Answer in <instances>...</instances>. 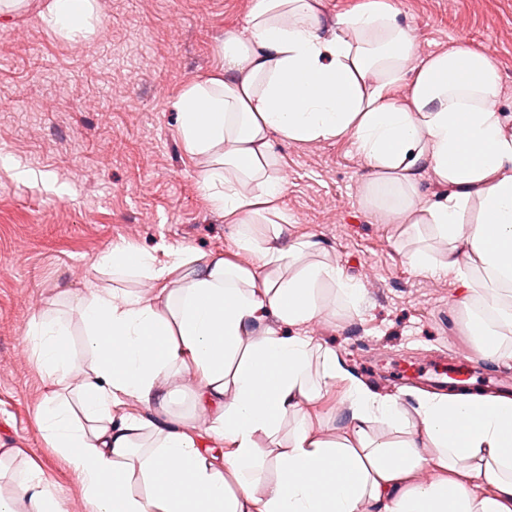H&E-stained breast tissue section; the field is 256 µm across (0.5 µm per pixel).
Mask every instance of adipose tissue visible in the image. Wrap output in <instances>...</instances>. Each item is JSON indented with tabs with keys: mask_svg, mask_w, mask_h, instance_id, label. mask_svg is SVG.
I'll list each match as a JSON object with an SVG mask.
<instances>
[{
	"mask_svg": "<svg viewBox=\"0 0 512 512\" xmlns=\"http://www.w3.org/2000/svg\"><path fill=\"white\" fill-rule=\"evenodd\" d=\"M41 18L66 37H84L99 20L97 0H51ZM220 59L173 107L185 150L206 161L201 192L238 224V245L257 264L186 250L159 262L113 247L99 267L163 286L175 277L180 286L162 302L89 290L81 310L93 363L78 375L57 321L36 320L29 330L50 383L39 415L91 512H512V398L425 393L412 426L395 398L340 371L330 349L301 336L242 343L268 314L290 327L310 321L328 288L357 313L361 286L341 267L301 263L303 244L264 245L246 227L283 194L275 143L347 136L370 170L367 202L415 214L446 245L437 258L411 249L409 265L455 274L476 358L501 356L512 335V127L495 108L501 85L489 54L461 45L418 59L386 0L333 22L318 0H252L243 33L225 35ZM403 82L410 95L400 102L393 91ZM425 172L449 187L428 205L419 192ZM175 368L199 381L194 398L214 414L222 464L187 431L161 425L144 436L138 422L113 417L131 401L151 403ZM338 381L351 431L330 442L307 429L303 406ZM290 419L297 425L284 431ZM378 421L396 440L371 438ZM263 438L279 449L271 479ZM143 441L152 452L138 461ZM425 469L440 479L414 484Z\"/></svg>",
	"mask_w": 512,
	"mask_h": 512,
	"instance_id": "adipose-tissue-1",
	"label": "adipose tissue"
}]
</instances>
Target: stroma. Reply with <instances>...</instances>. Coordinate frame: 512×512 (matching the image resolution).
Returning <instances> with one entry per match:
<instances>
[{"instance_id": "1", "label": "stroma", "mask_w": 512, "mask_h": 512, "mask_svg": "<svg viewBox=\"0 0 512 512\" xmlns=\"http://www.w3.org/2000/svg\"><path fill=\"white\" fill-rule=\"evenodd\" d=\"M389 2L419 56L460 45L490 53L501 84L496 108L512 118V0ZM98 5L95 33L73 40L41 21L44 0L0 13V156L10 160L0 165V495L21 512L37 509L17 493L35 468L64 512L87 510L81 484L36 416L48 380L27 340L32 319L48 310L59 317L81 371L92 361L80 307L90 286L149 288L137 274L97 268L112 247L161 261L183 249L221 253L244 268L257 263L200 191L205 161L185 151L172 108L186 85L214 71L219 43L243 30L251 0ZM275 151L286 180L277 205L288 220L254 225L255 235L282 249L314 242L303 262L340 266L363 286L359 314L345 316L342 300L328 298L301 335L374 371L419 354L472 351L460 281L408 264L413 241L363 201L370 171L350 139L285 141ZM377 338L382 346L366 351ZM189 377L172 373L157 401L134 404L131 413L153 424L159 399L172 395L176 422L204 432L213 416L195 404ZM349 423L341 384L306 407L320 439H341Z\"/></svg>"}]
</instances>
